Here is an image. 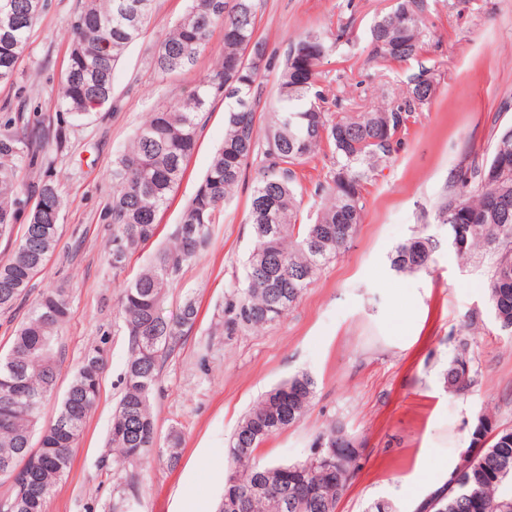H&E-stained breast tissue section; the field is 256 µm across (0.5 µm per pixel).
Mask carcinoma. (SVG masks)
<instances>
[{"mask_svg":"<svg viewBox=\"0 0 512 512\" xmlns=\"http://www.w3.org/2000/svg\"><path fill=\"white\" fill-rule=\"evenodd\" d=\"M85 0L71 23L69 62L61 84L55 116L27 112L0 113V235L14 225L26 227L11 259L0 265V311L26 302L31 281L44 269L59 237L65 205L63 192L50 171L55 163L44 123L55 125L62 141L67 124L82 120L114 103L113 73L148 19L151 0ZM263 0H190L185 13L154 48L151 66L171 77L190 67L208 47L214 28L224 31L214 67L187 95L150 113L131 145L112 162V200L103 220L112 224L108 259L121 272L126 260L154 238L158 214L181 181L187 159L211 104L227 101L224 144L215 153L195 194L183 208L174 246L122 287L120 313L128 336V358L122 393L112 416L109 444L118 462L138 464L152 454L174 469L181 460V436L170 434L168 446L156 447L152 396L165 360L195 324L193 298L178 315L167 318L162 307L168 288L184 263L208 244L211 226L219 220L229 194L238 186L251 161L260 159L262 175L250 199L247 223L254 241L248 259L238 320L251 328L282 318L317 280L322 267L348 246L366 208L363 189L392 159L413 113L435 95L434 73L411 76L401 102L368 112H333L318 89L319 71L305 63L330 50L325 32L310 31L291 44L281 64L276 103L271 112L266 148L256 130L257 81L268 63L266 43L256 35V17ZM13 6L15 20L0 25V83H14L17 63L45 0H0ZM427 0H396L369 28L371 58L405 62L423 50ZM323 155L332 166L314 194L320 208L310 222L300 221L295 167ZM459 187L445 194L434 221L457 232L453 218L464 226L459 256L477 251L496 256L487 292L498 329L512 335V126L499 132L490 157ZM439 241L420 230L391 253L397 273L426 270L434 262ZM69 312L62 292L42 294L29 306L0 354V464L22 466L0 512H43L46 499L68 474L91 411L97 404L98 353L87 354L75 373L55 418L40 424V410L54 391L60 353L58 328ZM479 378L468 340L459 341L444 380L448 392L468 393ZM23 381L35 395V406L11 404L12 383ZM316 379L294 375L270 390L237 425L228 448L224 493L260 481L248 512H336L356 478L361 444L341 425L320 433L311 453L296 463L263 462L257 450L271 437L301 421L316 394ZM40 430V448L33 456L31 438ZM466 464L453 468L446 482L423 500L416 512H512V427L485 412L471 424L470 446L460 454ZM135 481L114 489L113 512H133ZM292 508L285 509L283 500Z\"/></svg>","mask_w":512,"mask_h":512,"instance_id":"cac0c4a2","label":"carcinoma"}]
</instances>
